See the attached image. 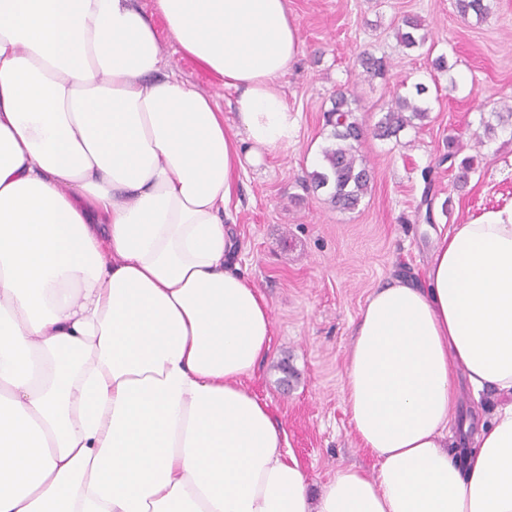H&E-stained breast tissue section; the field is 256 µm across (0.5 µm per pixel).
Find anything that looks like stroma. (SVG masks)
<instances>
[{
    "mask_svg": "<svg viewBox=\"0 0 512 512\" xmlns=\"http://www.w3.org/2000/svg\"><path fill=\"white\" fill-rule=\"evenodd\" d=\"M487 2L490 13L479 22L461 19L454 0H288L301 52L280 84L298 115L297 141L246 164L225 221L235 232L232 259L260 287L273 321L269 352L247 386L271 404L313 482L375 465L354 431L345 386L354 324L368 296L391 279L422 283L439 231L512 204V133L477 143L493 103L512 101V0ZM407 15L421 18L427 49L399 42ZM162 49L233 126L235 91L170 42ZM364 50L387 60L386 76L364 75L357 59ZM441 53L466 82L451 86L434 71L430 57ZM399 83L409 92L426 85L431 112L398 137L378 138L373 129ZM340 89L366 129L358 149L372 172L370 191L352 211L333 208L308 178L310 154L328 142L324 113ZM452 140L461 156H481L463 185L457 169L440 163ZM427 174L429 208L421 204Z\"/></svg>",
    "mask_w": 512,
    "mask_h": 512,
    "instance_id": "obj_1",
    "label": "stroma"
}]
</instances>
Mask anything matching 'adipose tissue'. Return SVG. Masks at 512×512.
<instances>
[{
    "mask_svg": "<svg viewBox=\"0 0 512 512\" xmlns=\"http://www.w3.org/2000/svg\"><path fill=\"white\" fill-rule=\"evenodd\" d=\"M154 4L235 129L132 0H0V512H512V206L368 297L346 390L376 465L311 488L245 387L271 310L224 222L247 157L297 139L288 0ZM462 379L498 395L480 426ZM134 5L142 9L156 25L162 39L163 56L167 64L177 71L184 80L199 90L213 95L219 109L224 112V125L233 127L235 121L236 92L233 89L224 88L220 80L214 75L200 69L191 59L175 52L169 42L163 23L154 9L153 0H134Z\"/></svg>",
    "mask_w": 512,
    "mask_h": 512,
    "instance_id": "1",
    "label": "adipose tissue"
}]
</instances>
